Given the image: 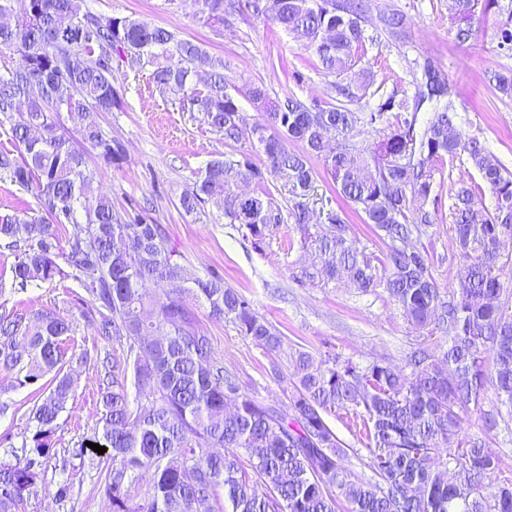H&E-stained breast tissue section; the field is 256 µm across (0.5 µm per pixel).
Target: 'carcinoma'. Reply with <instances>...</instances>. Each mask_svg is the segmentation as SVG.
Segmentation results:
<instances>
[{"label":"carcinoma","mask_w":512,"mask_h":512,"mask_svg":"<svg viewBox=\"0 0 512 512\" xmlns=\"http://www.w3.org/2000/svg\"><path fill=\"white\" fill-rule=\"evenodd\" d=\"M205 25L220 28L243 10L304 40L322 69L336 78V101L309 104L272 99L262 85L238 87L224 75V59L166 28L128 16L77 15L76 0H0V53L21 63L0 73V125L11 147L0 149V179L31 193L40 214H0V245L23 248L10 266L11 285L77 282L93 306L85 318L112 340V389L99 421L112 464L101 470L112 512H221L218 489L232 512H512V475L488 450L487 435L512 420V173L476 137L456 130L455 88L432 59L413 73L402 97L374 89L375 72L356 51L365 24L385 39L407 37V17L391 10L371 18L366 0H197ZM499 0H448L457 20L454 40L475 39V19ZM512 52V8L497 31ZM151 68L156 86L182 110L197 112L228 146L242 137L239 98L261 113L251 149L209 161L180 197L188 213L212 202L261 250L275 230L291 224L289 240L309 254L293 280L301 287L345 283L361 293L383 289L420 340L404 366L385 360L361 366L339 353L292 355L288 410L258 399L224 366L200 324L196 306L268 353L283 340L250 302L219 277L187 272L174 256L163 225L146 208L119 213L94 187L88 167L60 122L66 114L83 142L107 166L123 159L122 144L103 134L91 115L119 112L112 60ZM512 99V70L491 77ZM376 98L366 112L352 108ZM432 111L422 125L419 113ZM378 139L360 144V127ZM346 142L326 151L325 132ZM297 142V150L288 143ZM323 169L347 204L385 245L368 253L357 245L340 208L327 223H310L302 198ZM466 163L477 177L435 181L446 161ZM283 180L295 197L279 205L269 180ZM462 263L457 286L442 288L422 242L439 220L443 188ZM494 200L483 203L485 193ZM81 223L60 245L59 231ZM153 290H148L147 285ZM72 323L46 309L31 316L0 314V371L20 385L43 383L30 415L33 433L24 459L0 462V512H24L27 496L53 451L57 420L72 393L65 343ZM133 375L137 396L127 387ZM496 412L482 435L467 430L470 406L488 391ZM343 414L364 447L357 459L371 477L347 469L348 455L327 417ZM151 474L142 502L140 479Z\"/></svg>","instance_id":"cac0c4a2"}]
</instances>
